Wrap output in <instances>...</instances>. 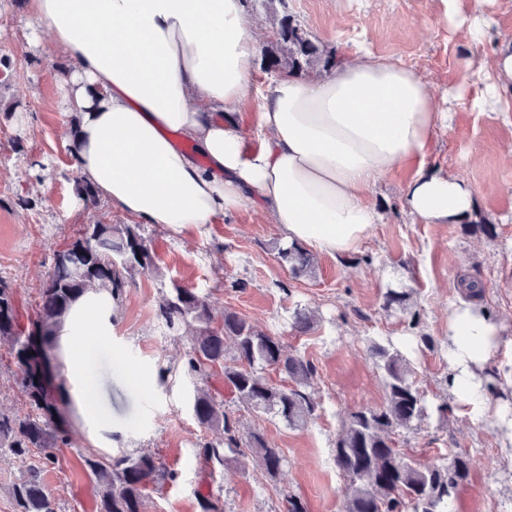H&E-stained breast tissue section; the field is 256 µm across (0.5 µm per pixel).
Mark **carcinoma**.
I'll return each mask as SVG.
<instances>
[{"instance_id": "obj_1", "label": "carcinoma", "mask_w": 512, "mask_h": 512, "mask_svg": "<svg viewBox=\"0 0 512 512\" xmlns=\"http://www.w3.org/2000/svg\"><path fill=\"white\" fill-rule=\"evenodd\" d=\"M282 56L268 58V69L282 76L310 77L333 64L299 23L284 20L277 31ZM69 258L53 263L43 279L30 327L19 325L16 291L0 279V343L7 344L8 366L24 398L25 411H0V449L25 459L36 453L46 465L55 463L59 448L67 445L63 419L70 413L69 396L62 386L51 385L48 367L58 358L60 338L72 308L89 293L117 299L133 283L134 275H159L151 243L135 224H88L69 242ZM291 274L314 270L313 254L298 244L275 245ZM410 294L389 289L384 308H405ZM159 317L174 336L188 337L183 373L195 384L192 404L198 423L215 435L201 445L210 463L239 465L250 459L274 480L284 457L266 444L258 432L240 433L239 418L203 383L220 369L231 403L258 416L273 415L291 428L305 426L316 404L307 392L315 368L299 354L285 350L279 337L258 329L232 311L214 322L207 296L178 286L162 295ZM292 326L306 332L313 316L306 309L292 315ZM234 364L226 365L228 350ZM372 356L384 371L386 402L350 414L336 436V467L345 480L344 512H448L459 484L468 476L469 462L461 453L448 464L421 467L401 452L396 436L418 429L425 417V395L411 379L409 363L393 342H372ZM274 371L287 383L276 384L266 372ZM94 473L98 512H144L146 491L165 479L156 457L141 453L110 461L84 459ZM15 512H58L37 471L9 488ZM199 512H224L221 496L198 499Z\"/></svg>"}]
</instances>
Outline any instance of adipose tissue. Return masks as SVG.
<instances>
[{"instance_id":"1","label":"adipose tissue","mask_w":512,"mask_h":512,"mask_svg":"<svg viewBox=\"0 0 512 512\" xmlns=\"http://www.w3.org/2000/svg\"><path fill=\"white\" fill-rule=\"evenodd\" d=\"M68 61L75 166L98 196L146 224H213L253 204L285 239L354 250L380 216L362 196L392 165L416 163L406 207L426 224L470 217L473 188L425 162L440 109L429 85L393 61L343 55L333 72L279 78L246 126L256 39L243 0H28ZM485 98L512 112V40L491 56ZM505 326L470 299L448 319L452 409L480 420L483 372Z\"/></svg>"}]
</instances>
